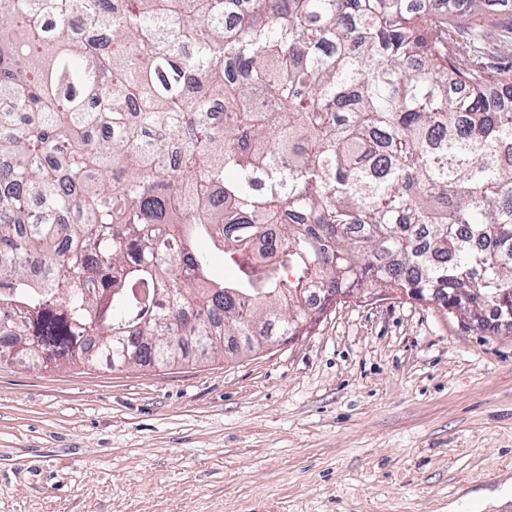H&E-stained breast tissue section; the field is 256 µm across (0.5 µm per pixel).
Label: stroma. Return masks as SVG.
Instances as JSON below:
<instances>
[{
  "mask_svg": "<svg viewBox=\"0 0 512 512\" xmlns=\"http://www.w3.org/2000/svg\"><path fill=\"white\" fill-rule=\"evenodd\" d=\"M0 512H512V333L353 297L168 367L2 360Z\"/></svg>",
  "mask_w": 512,
  "mask_h": 512,
  "instance_id": "obj_1",
  "label": "stroma"
}]
</instances>
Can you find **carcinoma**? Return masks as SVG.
I'll list each match as a JSON object with an SVG mask.
<instances>
[{
  "label": "carcinoma",
  "instance_id": "cac0c4a2",
  "mask_svg": "<svg viewBox=\"0 0 512 512\" xmlns=\"http://www.w3.org/2000/svg\"><path fill=\"white\" fill-rule=\"evenodd\" d=\"M492 2L0 0V359L250 350L350 288L512 327Z\"/></svg>",
  "mask_w": 512,
  "mask_h": 512
}]
</instances>
